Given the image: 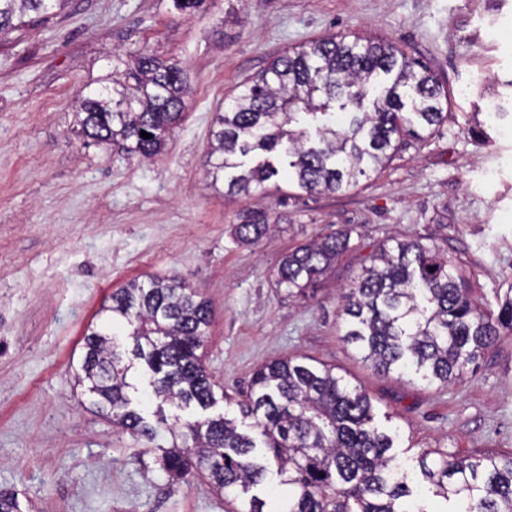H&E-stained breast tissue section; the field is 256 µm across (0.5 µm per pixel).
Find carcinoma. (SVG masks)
Listing matches in <instances>:
<instances>
[{
    "label": "carcinoma",
    "mask_w": 512,
    "mask_h": 512,
    "mask_svg": "<svg viewBox=\"0 0 512 512\" xmlns=\"http://www.w3.org/2000/svg\"><path fill=\"white\" fill-rule=\"evenodd\" d=\"M67 2L0 0V34L21 27L30 12L46 15ZM123 64L114 56L101 87L77 102L73 129L89 145L119 143L132 156L152 158L183 118L187 81L176 65L149 53L132 68L122 71ZM416 66L382 40L331 37L292 48L239 85L216 114L208 152L213 183L236 169L227 180L231 195L249 197L281 176L307 193L357 185L383 167L404 137L445 119L447 91ZM253 152L265 158L250 167L238 161ZM268 229L257 216L235 233L254 242ZM350 238V231H336L286 253L276 287L290 298L307 297L350 248ZM369 260L342 294L343 337L376 369L447 386L512 333V287L498 314L484 310L437 247L394 239ZM111 301L106 323L85 336L77 376L92 407L132 434L153 438L165 428L172 442L162 469L177 478L205 474L217 492L238 502L237 512H512V453L422 452L419 482L455 507L423 505L366 392L312 359L272 360L253 374L241 410L254 419L248 432L226 416L187 423L185 433L163 416L149 425L130 407L128 374L136 360L146 366L156 398L180 407L215 404L216 384L204 366L212 311L186 283L160 276L128 283ZM116 326L130 328L131 350L117 340ZM274 478L288 486V500L269 506L259 493Z\"/></svg>",
    "instance_id": "1"
}]
</instances>
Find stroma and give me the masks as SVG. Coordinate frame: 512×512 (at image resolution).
I'll return each mask as SVG.
<instances>
[{"label":"stroma","instance_id":"obj_1","mask_svg":"<svg viewBox=\"0 0 512 512\" xmlns=\"http://www.w3.org/2000/svg\"><path fill=\"white\" fill-rule=\"evenodd\" d=\"M390 40L448 91V117L346 191L226 195L206 176L215 113L277 56L324 37ZM183 68L185 114L152 159L85 145L72 104L112 53ZM504 108L490 112L487 102ZM272 229L252 244L247 215ZM347 228L351 248L315 298L275 286L281 256ZM436 245L498 311L512 286V0H71L0 39V490L19 512H234L206 478L160 467L170 437L136 436L95 413L75 375L88 326L114 291L147 275L182 279L209 301L205 366L225 397L211 411L159 403L135 364L131 399L193 421L239 416L254 371L278 358L335 366L369 395L375 420L412 463L512 452V335L453 384L386 375L342 339L343 288L389 238Z\"/></svg>","mask_w":512,"mask_h":512}]
</instances>
